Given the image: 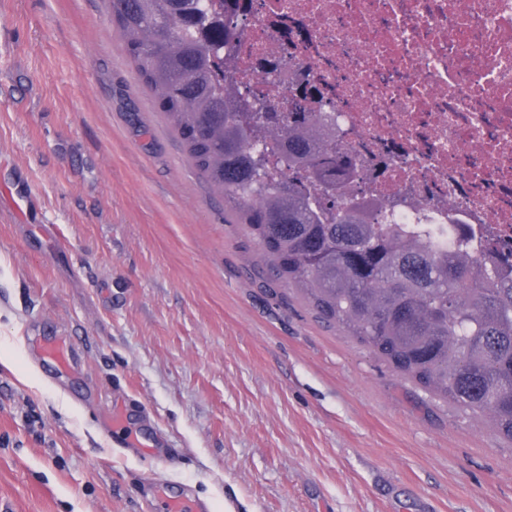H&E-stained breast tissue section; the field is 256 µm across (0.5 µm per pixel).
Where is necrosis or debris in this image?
I'll use <instances>...</instances> for the list:
<instances>
[{"label":"necrosis or debris","instance_id":"1","mask_svg":"<svg viewBox=\"0 0 512 512\" xmlns=\"http://www.w3.org/2000/svg\"><path fill=\"white\" fill-rule=\"evenodd\" d=\"M236 56L253 92L324 94L387 224L468 225L512 250V0H252Z\"/></svg>","mask_w":512,"mask_h":512}]
</instances>
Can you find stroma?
Instances as JSON below:
<instances>
[{"instance_id":"1","label":"stroma","mask_w":512,"mask_h":512,"mask_svg":"<svg viewBox=\"0 0 512 512\" xmlns=\"http://www.w3.org/2000/svg\"><path fill=\"white\" fill-rule=\"evenodd\" d=\"M60 338L68 372L36 350ZM164 492L209 512H512V441L274 276L104 0H0V512H161Z\"/></svg>"}]
</instances>
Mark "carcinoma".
Returning <instances> with one entry per match:
<instances>
[{
    "mask_svg": "<svg viewBox=\"0 0 512 512\" xmlns=\"http://www.w3.org/2000/svg\"><path fill=\"white\" fill-rule=\"evenodd\" d=\"M239 2L107 5L138 80L277 278L393 370L512 440V277L499 271L512 257L381 224L374 202L345 201L341 181L357 169L307 96L252 97L224 68ZM271 142L286 168L277 181L263 165Z\"/></svg>",
    "mask_w": 512,
    "mask_h": 512,
    "instance_id": "carcinoma-1",
    "label": "carcinoma"
}]
</instances>
